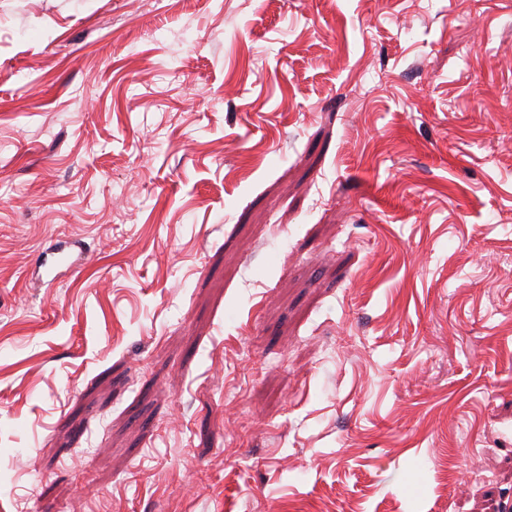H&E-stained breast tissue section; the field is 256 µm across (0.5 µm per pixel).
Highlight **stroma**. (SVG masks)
I'll return each mask as SVG.
<instances>
[{"mask_svg":"<svg viewBox=\"0 0 512 512\" xmlns=\"http://www.w3.org/2000/svg\"><path fill=\"white\" fill-rule=\"evenodd\" d=\"M0 512H512V0H0ZM46 255L39 268H43L46 275L52 276V280L56 279L59 274L56 271L61 267H65V271H72L77 268L78 260H72L71 254L65 251V247H56ZM48 255L51 259L48 258Z\"/></svg>","mask_w":512,"mask_h":512,"instance_id":"stroma-1","label":"stroma"}]
</instances>
